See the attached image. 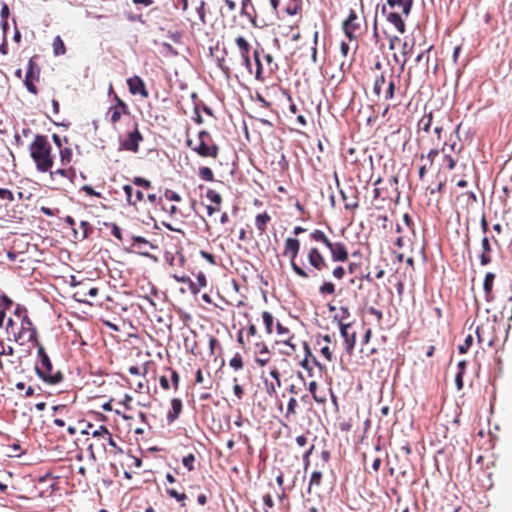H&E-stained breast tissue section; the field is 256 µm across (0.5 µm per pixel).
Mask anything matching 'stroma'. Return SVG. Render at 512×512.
<instances>
[{"mask_svg": "<svg viewBox=\"0 0 512 512\" xmlns=\"http://www.w3.org/2000/svg\"><path fill=\"white\" fill-rule=\"evenodd\" d=\"M297 2L7 0L0 290L59 373L0 342V512H502L512 0ZM299 227L341 274L292 270ZM130 97L113 95L112 100L102 109L105 121L112 128L119 145L128 151H137L142 143L141 132L127 122ZM20 147L33 168L49 178L74 176L71 166L72 148L64 136L41 130L23 134Z\"/></svg>", "mask_w": 512, "mask_h": 512, "instance_id": "obj_1", "label": "stroma"}]
</instances>
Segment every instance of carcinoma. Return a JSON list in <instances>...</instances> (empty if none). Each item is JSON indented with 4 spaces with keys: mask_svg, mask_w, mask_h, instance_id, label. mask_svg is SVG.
<instances>
[{
    "mask_svg": "<svg viewBox=\"0 0 512 512\" xmlns=\"http://www.w3.org/2000/svg\"><path fill=\"white\" fill-rule=\"evenodd\" d=\"M389 21L397 28L403 26L408 17L412 0H388ZM17 31L10 19L6 4L0 3V54L7 53L16 41ZM24 81L28 90L37 95L41 92L44 77L43 68L28 64L24 68ZM129 96H112V100L102 109L105 121L112 128L119 145L128 151H137L142 143L141 132L129 125L127 114L131 98L143 93L139 86L128 88ZM20 147L25 152L33 168L49 178L74 176L71 166L72 148L65 137L41 130H29L23 134ZM193 151L202 159H207L217 151V145L209 133L201 130L193 141ZM286 250L293 271L303 277H319L325 281L336 277L347 261L345 250L328 240L317 231L306 237L288 238ZM0 336L9 342L29 345L36 348L41 357L39 376L46 382L55 378L54 367L43 353L37 325L26 313V309L9 295L0 291Z\"/></svg>",
    "mask_w": 512,
    "mask_h": 512,
    "instance_id": "1",
    "label": "carcinoma"
}]
</instances>
